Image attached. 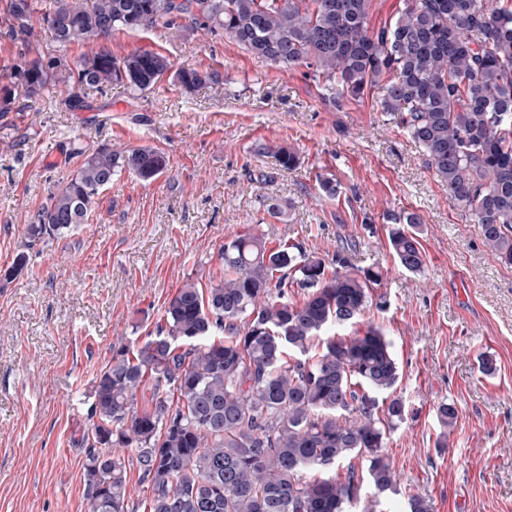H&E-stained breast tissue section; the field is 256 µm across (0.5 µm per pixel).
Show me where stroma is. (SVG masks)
Instances as JSON below:
<instances>
[{
	"label": "stroma",
	"mask_w": 512,
	"mask_h": 512,
	"mask_svg": "<svg viewBox=\"0 0 512 512\" xmlns=\"http://www.w3.org/2000/svg\"><path fill=\"white\" fill-rule=\"evenodd\" d=\"M115 55L153 50L174 66L217 72L185 89L167 78L131 94L116 83L70 108L60 93L17 98L0 117V512H88L82 462L92 381L118 343L163 322L185 281L217 283L224 243L253 231L330 255L348 248L359 269H382L358 325L392 343L404 423L386 438L396 490L384 512H512V266L448 194L422 150L380 107L373 89L341 109L322 103L306 67L263 61L189 21L125 31ZM163 151L152 181L115 175L88 223L31 241L27 227L82 162L85 146ZM291 147L285 170L275 147ZM336 186L319 189V176ZM279 203L280 216L267 211ZM398 215L417 218L420 272L399 267L388 241ZM496 371L485 374L483 357ZM458 418L439 447L436 410Z\"/></svg>",
	"instance_id": "35a3bbf8"
}]
</instances>
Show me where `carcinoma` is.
<instances>
[{
  "mask_svg": "<svg viewBox=\"0 0 512 512\" xmlns=\"http://www.w3.org/2000/svg\"><path fill=\"white\" fill-rule=\"evenodd\" d=\"M37 0H6L4 35L28 40ZM39 29L59 49L85 41L97 50L72 68L60 55L15 66L0 85V113L16 93L33 99L62 87L81 107L80 90L116 82L141 93L173 72L187 89L218 82L155 51L112 54L116 31L191 21L205 35L224 32L257 58L306 66L322 101L339 109L382 85V111L422 150L448 194L481 225L484 241L512 266V0H401L394 22L369 27L372 0H42ZM28 225L31 238L55 237L88 221L112 177L163 174L153 148L117 154L104 144ZM398 265L418 272L417 235L394 228ZM223 275L203 290L186 282L157 334L121 345L93 380L91 438L85 454L91 512H129L128 470L150 491L143 512H378L361 495L350 465L359 457L377 495L395 487L384 452L386 429L406 415L393 397L379 417L377 395L396 386L391 343L371 326L352 336L328 331L355 323L379 271L354 270L348 257L309 254L290 240L267 245L255 233L224 244ZM295 287L300 296L288 295ZM150 391L144 405L136 392ZM457 418L437 408L440 447Z\"/></svg>",
  "mask_w": 512,
  "mask_h": 512,
  "instance_id": "cac0c4a2",
  "label": "carcinoma"
}]
</instances>
